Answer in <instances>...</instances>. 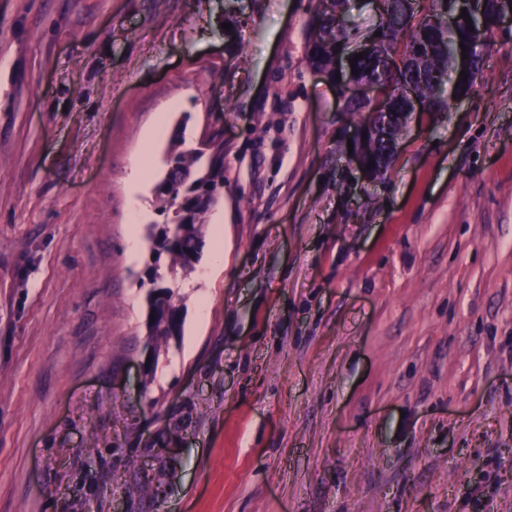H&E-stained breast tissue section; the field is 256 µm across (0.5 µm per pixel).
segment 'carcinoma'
<instances>
[{
	"mask_svg": "<svg viewBox=\"0 0 512 512\" xmlns=\"http://www.w3.org/2000/svg\"><path fill=\"white\" fill-rule=\"evenodd\" d=\"M310 20L307 31L308 62L313 70L331 77L336 70V54L352 46L364 48L365 57L353 62L357 78H373L385 85L393 97L391 111L398 117L370 130L367 107L346 101L342 111L359 116L358 135L353 150L361 152L377 168L387 165L395 142L407 119L401 94L409 84L431 100L438 112L448 111L443 86L453 74L451 95H471L483 73V53L472 42L471 28L461 15L469 0H381V22L377 28L363 27L347 18L349 0H328ZM485 24L492 26L497 15L512 8V0H481ZM454 16L448 24V16ZM381 36H375V32ZM471 55V70L462 74L458 58ZM224 192V140L211 137L207 146L187 150L175 144L167 171L157 186L166 215L165 230L154 241L156 255L166 254L168 273L188 275L199 261L204 247L207 214ZM149 336L152 345L173 339L168 323L181 319L171 303V290L153 289L149 294Z\"/></svg>",
	"mask_w": 512,
	"mask_h": 512,
	"instance_id": "1",
	"label": "carcinoma"
}]
</instances>
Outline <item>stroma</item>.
<instances>
[{
  "label": "stroma",
  "mask_w": 512,
  "mask_h": 512,
  "mask_svg": "<svg viewBox=\"0 0 512 512\" xmlns=\"http://www.w3.org/2000/svg\"><path fill=\"white\" fill-rule=\"evenodd\" d=\"M319 7L0 0V512H512V32L368 175ZM207 127L224 273L150 283L165 153ZM171 290L169 288L152 289L149 294L150 315H149V336L152 340V349L160 343L167 344L169 340L180 335L181 316L179 309L171 303ZM177 319L178 332L171 336L168 330V323Z\"/></svg>",
  "instance_id": "obj_1"
}]
</instances>
